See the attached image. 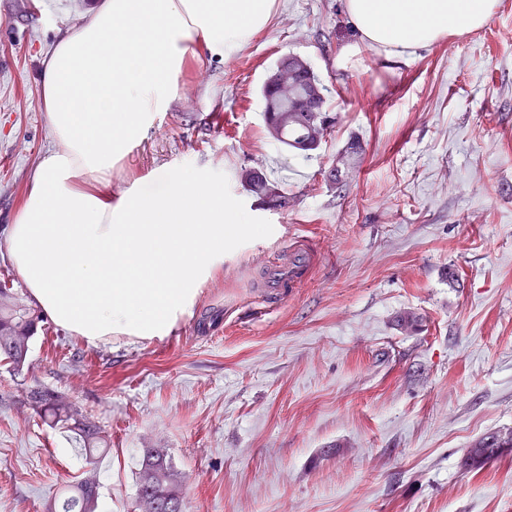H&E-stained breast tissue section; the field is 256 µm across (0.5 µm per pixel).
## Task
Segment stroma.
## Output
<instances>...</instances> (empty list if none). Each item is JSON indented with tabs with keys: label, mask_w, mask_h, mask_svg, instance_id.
Listing matches in <instances>:
<instances>
[{
	"label": "stroma",
	"mask_w": 512,
	"mask_h": 512,
	"mask_svg": "<svg viewBox=\"0 0 512 512\" xmlns=\"http://www.w3.org/2000/svg\"><path fill=\"white\" fill-rule=\"evenodd\" d=\"M232 58H202L112 177L159 191L157 171L220 177L258 236L236 237L193 314L168 337L87 344L44 320L22 375L0 367V512H44L89 471L101 512H139L143 449H164L183 512H512V448L477 468L474 444L512 432V0L480 31L386 66L341 0H276ZM89 0H0V279L22 282L3 242L52 144L42 61ZM305 59L336 122L311 155L272 139L260 86ZM342 187L325 173L351 141ZM261 170L273 209L241 185ZM317 253L294 288H270L295 238ZM416 316V328L397 324ZM69 397L109 452L89 464L20 401Z\"/></svg>",
	"instance_id": "1"
}]
</instances>
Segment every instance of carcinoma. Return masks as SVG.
Segmentation results:
<instances>
[{"label": "carcinoma", "mask_w": 512, "mask_h": 512, "mask_svg": "<svg viewBox=\"0 0 512 512\" xmlns=\"http://www.w3.org/2000/svg\"><path fill=\"white\" fill-rule=\"evenodd\" d=\"M314 93L313 112H296L292 101L282 100L276 90L265 84L260 96L263 103V120L269 135L283 146L309 154L319 148L333 126L335 117L327 109L324 88L313 69L307 67L297 76L296 95L306 97ZM243 186L263 203L281 208L288 199L279 202L272 198L277 187L262 173L243 169L240 173ZM41 313L31 307L20 293L5 283L0 284V364L10 373L22 372L30 346L40 323ZM23 401L43 415L51 426L71 434L85 454L88 463H94L95 453L106 444L100 428L92 424L82 411L69 399L49 388L35 385L25 389ZM500 449L493 436L479 441L469 451L470 466L479 467L493 458ZM149 480L153 494L162 502L160 512H168L167 501L175 500L180 487L167 454L157 448L143 450L137 476V488ZM99 491L96 480L87 476L71 486L62 497L48 503L46 512H98Z\"/></svg>", "instance_id": "1"}]
</instances>
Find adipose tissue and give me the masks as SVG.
Returning a JSON list of instances; mask_svg holds the SVG:
<instances>
[{
    "instance_id": "adipose-tissue-1",
    "label": "adipose tissue",
    "mask_w": 512,
    "mask_h": 512,
    "mask_svg": "<svg viewBox=\"0 0 512 512\" xmlns=\"http://www.w3.org/2000/svg\"><path fill=\"white\" fill-rule=\"evenodd\" d=\"M498 0H343L357 34L386 64L484 27ZM275 0H91L43 61L41 97L57 150L32 169L7 249L33 304L96 345L161 339L190 315L224 265V215L251 217L223 180L158 171L160 191L112 193L134 142L179 96L188 60L226 59L270 21Z\"/></svg>"
}]
</instances>
